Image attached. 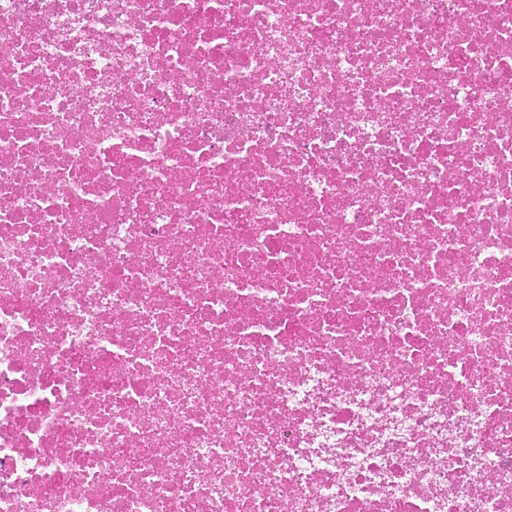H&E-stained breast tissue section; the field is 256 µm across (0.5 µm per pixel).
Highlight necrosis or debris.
Returning <instances> with one entry per match:
<instances>
[{"instance_id": "4bbe7bcc", "label": "necrosis or debris", "mask_w": 512, "mask_h": 512, "mask_svg": "<svg viewBox=\"0 0 512 512\" xmlns=\"http://www.w3.org/2000/svg\"><path fill=\"white\" fill-rule=\"evenodd\" d=\"M0 512H512V0H0Z\"/></svg>"}]
</instances>
